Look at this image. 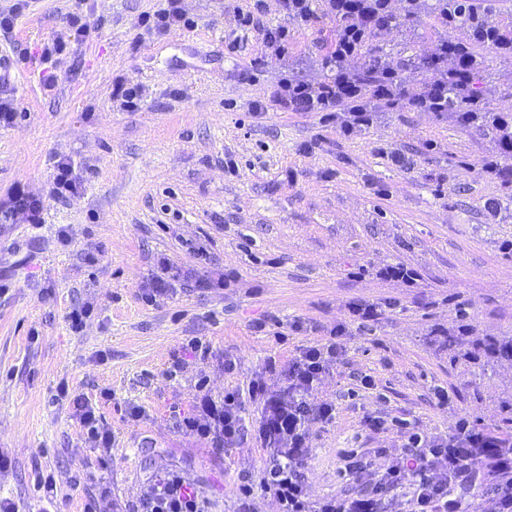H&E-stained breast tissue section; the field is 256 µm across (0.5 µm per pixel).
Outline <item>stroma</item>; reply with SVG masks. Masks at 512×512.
I'll return each instance as SVG.
<instances>
[{"mask_svg": "<svg viewBox=\"0 0 512 512\" xmlns=\"http://www.w3.org/2000/svg\"><path fill=\"white\" fill-rule=\"evenodd\" d=\"M252 3L181 0L193 28L149 32L139 17L164 0H29L14 27L0 30V95L18 105L15 122L0 126V203L17 183L45 199L41 224L0 215V451L11 461L0 498L21 512H35L39 470L53 474L62 512H134L171 471L212 512H237L242 484L253 488V512H279L264 488L261 402L246 400L232 448L210 447L176 420L193 412L202 380L216 398L259 377L268 392H283L289 361L339 324L345 351L315 392L334 418L310 425L303 463L311 500L363 492L340 472L343 450L363 455L378 476L410 434L447 439L464 414L490 435L512 433V360L484 371L448 355L463 324L478 339L512 336V182L483 168L495 156L511 172L512 155L494 131L404 107L379 106L372 126L347 136L324 112L253 117L251 102L280 79H326L336 19L309 28L266 0L261 22L288 29L280 55L259 30L234 31V9ZM78 7L93 34L69 42L55 85L45 87L41 48ZM446 40L470 37L426 9L378 32L347 66L363 70L370 56L401 70ZM480 57L482 98L512 113V58ZM119 78L142 87L136 110L113 101ZM398 151L406 167L392 162ZM61 159L74 162L80 183L67 201L46 196ZM493 199L508 207L491 224ZM161 255L195 278L148 302ZM388 265L414 270L416 284L379 278ZM227 272L237 287H214ZM354 301L376 305L377 319L351 322ZM84 305L92 314L73 331L67 314ZM194 338L209 355L175 363ZM228 359L234 370H225ZM365 376L372 387H362ZM77 397L111 428L109 454L86 443ZM369 416L387 430H366Z\"/></svg>", "mask_w": 512, "mask_h": 512, "instance_id": "1", "label": "stroma"}]
</instances>
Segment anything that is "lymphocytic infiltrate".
<instances>
[{
	"label": "lymphocytic infiltrate",
	"mask_w": 512,
	"mask_h": 512,
	"mask_svg": "<svg viewBox=\"0 0 512 512\" xmlns=\"http://www.w3.org/2000/svg\"><path fill=\"white\" fill-rule=\"evenodd\" d=\"M283 11L293 19L312 25L321 15L336 16L338 36L325 57L330 71L327 81L313 86L285 79L268 100L255 101L254 115L277 106L284 112H321L340 107L349 118L342 134L352 128L370 125L371 113L358 109L356 101L365 94L393 105L398 87L391 68H381L371 87L355 83L341 61L359 56L362 37L359 30L390 13L389 0H280ZM345 325L330 329L327 336L305 347L288 365L286 395H270L263 380L250 382L247 392L237 390L214 400L203 395L196 414L180 418L182 432L203 439L214 448H230L242 437L241 414L246 399L263 403L260 435L274 454L265 488L276 498L280 512H377L378 494L408 485L413 489L410 512H478L471 498L472 489L484 486L493 475H500L490 512H512V448L488 445L469 417H459L447 442L427 443L419 434H410L407 449L399 460L389 462L371 498L341 496L310 502L301 468L310 452L307 426L311 420L329 422L333 408L313 403L317 384L331 362L344 352ZM137 512H209L208 502L194 492L179 474L158 479L140 500Z\"/></svg>",
	"instance_id": "f902f5d3"
}]
</instances>
